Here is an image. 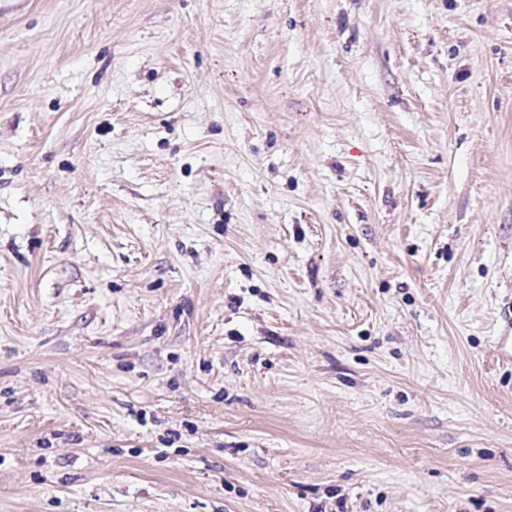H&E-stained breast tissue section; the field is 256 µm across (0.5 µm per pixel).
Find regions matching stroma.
Segmentation results:
<instances>
[{
  "instance_id": "stroma-1",
  "label": "stroma",
  "mask_w": 512,
  "mask_h": 512,
  "mask_svg": "<svg viewBox=\"0 0 512 512\" xmlns=\"http://www.w3.org/2000/svg\"><path fill=\"white\" fill-rule=\"evenodd\" d=\"M512 0H0V512H512Z\"/></svg>"
}]
</instances>
